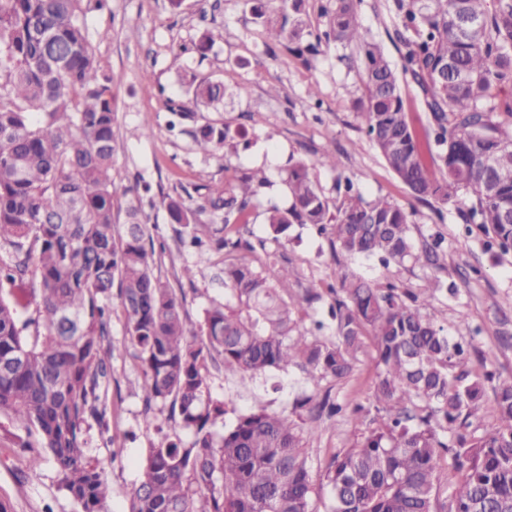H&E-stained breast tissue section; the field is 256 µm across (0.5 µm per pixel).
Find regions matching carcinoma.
Masks as SVG:
<instances>
[{"label": "carcinoma", "mask_w": 512, "mask_h": 512, "mask_svg": "<svg viewBox=\"0 0 512 512\" xmlns=\"http://www.w3.org/2000/svg\"><path fill=\"white\" fill-rule=\"evenodd\" d=\"M250 2L269 41L304 42L313 54L357 48V118L389 168L418 201L464 204L463 222L477 225L487 249L512 251V0H387L393 41L404 48L399 69L360 22V0H326L317 28L303 16L304 0ZM108 10L109 0H0V414L35 430L83 512H105L109 486L87 458L83 424L106 413L115 287L144 366V412L168 403L193 432L188 443L167 436L148 450L130 512H313L306 443L316 428L260 409L214 432L225 409L204 400V353L241 376L301 370L313 392L292 413L318 419L343 411L322 384L348 377L368 345L375 415L325 461L330 512H512V380L493 387L496 423L477 433L490 377L470 367L433 305L455 285L434 278L417 294L341 271L330 288L331 335L321 321L304 326L322 300L317 289L292 295L288 269L234 257L254 251L242 228L270 185L262 168L164 198L168 223L208 220L207 240L192 243L222 256L224 303L207 307L199 325L188 321L175 288L154 273L150 216L136 189L117 232L116 98L87 24L88 14ZM223 39L207 29L184 51L203 57ZM403 77L429 114L430 142L408 119ZM186 88L205 108L227 94L210 77L192 76ZM191 136L210 155L230 132L205 122ZM319 167L337 170L336 156L288 158V205L265 211L267 239L309 224L335 255L442 269L440 235L415 240L413 213L385 195L365 198L340 174L331 201L312 177ZM444 466L461 473L450 488L439 482Z\"/></svg>", "instance_id": "obj_1"}]
</instances>
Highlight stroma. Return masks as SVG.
Returning a JSON list of instances; mask_svg holds the SVG:
<instances>
[{"mask_svg":"<svg viewBox=\"0 0 512 512\" xmlns=\"http://www.w3.org/2000/svg\"><path fill=\"white\" fill-rule=\"evenodd\" d=\"M361 21L390 59L398 52L390 36L395 19L385 0H362ZM207 27L224 31L206 56L188 47ZM89 38L97 58L114 80L119 137L115 145L112 180L118 203L135 183L152 187L155 200L180 194L197 184L232 179L236 170L265 167L271 184L254 202L249 227L260 232L268 206L285 205L286 191L279 171L289 156L336 153L341 170L326 168L314 177L328 197H335L337 175L350 177L366 198L386 195L413 213L412 235L433 233L445 239V276L458 293L436 303L437 316L454 340L470 344L471 367L491 373L495 380L512 378V253L492 259L483 249L479 231H466L456 206L435 208L414 199L371 146L356 119L360 95L359 52L330 47L318 56L298 55L289 42H266L245 0H184L172 9L169 0H111L107 12L88 17ZM218 78L229 96L220 111L198 112L173 125L170 100L184 97L186 76ZM153 93H145V85ZM279 94H271L270 86ZM317 86V100L307 95ZM210 121L224 124L230 137L223 150L211 155L195 151L191 132ZM152 133L143 136L142 126ZM155 246L154 272L169 283H181L188 317L201 321L204 308L223 301L224 288L215 280L219 260L210 250L190 244L168 224L162 207L150 212ZM254 263H289L302 285L326 289L339 271L347 270L374 281L391 280L412 291L423 287L431 271L421 267L382 266L377 259L334 256L328 238L309 225H292L280 242H267L250 253ZM192 266V282H181L183 266ZM112 368L105 422L87 419L84 429L88 455L104 466L111 494L108 512H128L150 447L176 433L184 441L192 434L169 410L145 416L143 365L130 346L120 303L112 305ZM208 395L224 402L226 412L213 429L223 432L237 414L263 408L291 414L296 399L310 395L312 386L297 369L274 371L254 379L225 373L220 357H206ZM376 380L372 353H365L355 371L333 385L331 395L348 407L346 414L321 418L307 443L313 477L314 512H327L330 500L323 467L328 456L347 446L368 426L355 406H369ZM28 439L26 424L0 415V502L9 512H82L66 491L52 459L30 471L21 449Z\"/></svg>","mask_w":512,"mask_h":512,"instance_id":"stroma-1","label":"stroma"}]
</instances>
